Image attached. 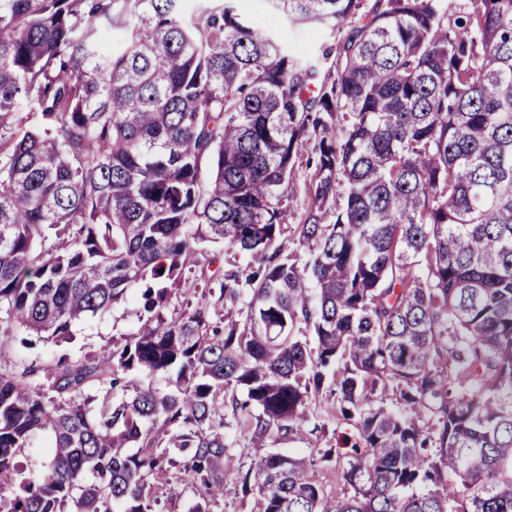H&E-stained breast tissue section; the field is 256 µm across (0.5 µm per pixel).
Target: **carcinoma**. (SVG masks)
<instances>
[{
  "mask_svg": "<svg viewBox=\"0 0 512 512\" xmlns=\"http://www.w3.org/2000/svg\"><path fill=\"white\" fill-rule=\"evenodd\" d=\"M184 2L0 0V353L14 325L62 340L131 294L140 323L0 370V512H150L175 469L188 512L230 480L260 512H512V0H266L334 38L320 62L237 0ZM207 243L246 263L200 289ZM336 364L361 445L329 502L315 460L267 440L303 430ZM312 154V145L303 144L299 149V159L297 161V172L295 187L293 191V202L291 205V214L288 217V248L293 249L296 246L291 243L294 236V227L303 221L305 209L307 206V187L314 173V164L308 165V158ZM290 240V243H289ZM49 437L46 434H38L30 448H25L18 457L22 468V477H28L35 470L39 469L48 457Z\"/></svg>",
  "mask_w": 512,
  "mask_h": 512,
  "instance_id": "1",
  "label": "carcinoma"
}]
</instances>
